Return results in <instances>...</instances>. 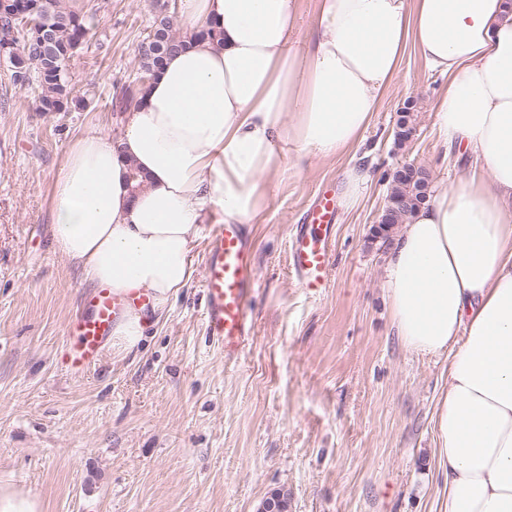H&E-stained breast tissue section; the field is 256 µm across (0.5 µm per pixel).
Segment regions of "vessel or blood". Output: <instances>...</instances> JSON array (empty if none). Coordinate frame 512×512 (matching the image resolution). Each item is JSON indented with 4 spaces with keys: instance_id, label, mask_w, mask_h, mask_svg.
<instances>
[{
    "instance_id": "obj_1",
    "label": "vessel or blood",
    "mask_w": 512,
    "mask_h": 512,
    "mask_svg": "<svg viewBox=\"0 0 512 512\" xmlns=\"http://www.w3.org/2000/svg\"><path fill=\"white\" fill-rule=\"evenodd\" d=\"M335 214L331 196L320 194L291 237V265L299 286L314 295L327 286L328 239ZM256 284L245 225H213L201 283L205 298L203 320L209 338L223 349L225 358H239L250 343L251 296ZM129 301V296L104 286L87 297L85 312L67 325L63 366L68 373L84 374L98 360L118 314Z\"/></svg>"
}]
</instances>
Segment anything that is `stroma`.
<instances>
[{
  "mask_svg": "<svg viewBox=\"0 0 512 512\" xmlns=\"http://www.w3.org/2000/svg\"><path fill=\"white\" fill-rule=\"evenodd\" d=\"M69 4L96 12L69 64L72 84L91 92L87 111L35 112L33 88L14 85L0 59V483L39 497L44 512H256L277 489L290 512H440L434 415L448 360L397 335L383 290L390 243L375 222L399 164L424 166L437 187L467 175L437 136L445 78L407 45L356 153L310 159L274 189L249 226L258 283L241 358L225 359L203 325L201 235L192 280L136 353L101 355L72 376L65 331L89 288L53 251L51 181L74 137L121 138L115 101L136 76L154 0ZM407 107L416 132L401 145ZM350 161L370 183L354 208L337 205L327 286L312 296L290 267V240L318 192L340 197Z\"/></svg>",
  "mask_w": 512,
  "mask_h": 512,
  "instance_id": "stroma-1",
  "label": "stroma"
}]
</instances>
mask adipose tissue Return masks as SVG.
Segmentation results:
<instances>
[{
  "label": "adipose tissue",
  "instance_id": "obj_1",
  "mask_svg": "<svg viewBox=\"0 0 512 512\" xmlns=\"http://www.w3.org/2000/svg\"><path fill=\"white\" fill-rule=\"evenodd\" d=\"M179 10L222 44L168 57L119 142L76 137L51 184L58 255L87 285L150 298L116 320L108 351L132 353L188 286L199 224L253 223L289 167L359 148L414 44L448 79L439 137L472 164L395 237L385 295L403 345L448 358L435 413L444 512H512V0H318L301 52L299 0Z\"/></svg>",
  "mask_w": 512,
  "mask_h": 512
}]
</instances>
